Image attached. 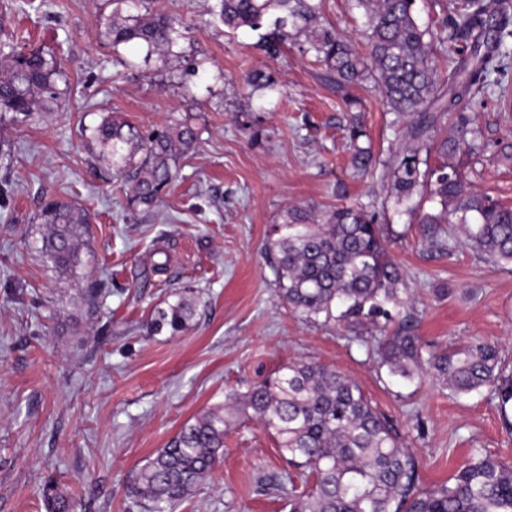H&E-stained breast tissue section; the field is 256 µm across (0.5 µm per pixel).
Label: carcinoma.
Listing matches in <instances>:
<instances>
[{
    "label": "carcinoma",
    "instance_id": "1",
    "mask_svg": "<svg viewBox=\"0 0 512 512\" xmlns=\"http://www.w3.org/2000/svg\"><path fill=\"white\" fill-rule=\"evenodd\" d=\"M366 20L368 56L321 21V0H216L212 13L230 29L257 31L276 56L294 39L324 64L342 90L375 88L394 114L402 144L378 158L358 122L348 131L351 165L359 173L381 169L387 199L409 223L423 225L429 241L460 234L466 248L497 265H512V206L468 186L464 160L474 151L463 107L492 86L505 91L512 58V16L496 0L440 4L439 37L420 26L415 0H355ZM143 0H112L102 36L116 48L135 43L165 55L182 37L177 20L162 10H141ZM449 53L448 74L432 64L437 47ZM60 60L41 48L28 52L0 43V120L24 122L54 110L63 92ZM455 118L453 133H438L440 119ZM199 132L188 121L143 134L126 121L105 118L91 138L102 159L127 185L132 213L153 208L177 177L176 160L194 149ZM440 204L436 212L422 202ZM48 226L41 252L61 272L79 263L85 209L50 199L38 214ZM448 228H443V225ZM389 227L363 207L289 206L272 225L264 252L280 298L305 319L338 324L344 337L368 348L388 376L419 384L432 379L456 395L488 390L502 413L512 407V370L498 347L475 338L463 345L431 348L415 334L418 312L400 265L387 251ZM197 302L178 296L153 310L150 332L175 336L189 326ZM228 401L256 420L278 444L301 485L290 483L288 512H512V468L477 450L452 481L421 484L413 451L394 424L374 408L358 385L341 372L313 362H292ZM232 415L209 411L182 427L168 444L144 460L128 481L132 497L148 512H173L193 495L224 457V434ZM47 512H75V501L53 486L45 489Z\"/></svg>",
    "mask_w": 512,
    "mask_h": 512
}]
</instances>
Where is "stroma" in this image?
Segmentation results:
<instances>
[{"mask_svg": "<svg viewBox=\"0 0 512 512\" xmlns=\"http://www.w3.org/2000/svg\"><path fill=\"white\" fill-rule=\"evenodd\" d=\"M214 0H157L184 36L170 56L137 44L112 49L101 33L112 0H0V40L61 52L67 85L57 112L0 123V512H45L42 490L71 495L77 512H145L128 474L181 428L224 407L292 361H314L356 381L398 425L420 459L423 485L447 483L474 449L512 466V434L489 392L453 396L388 377L340 327L284 307L262 251L291 205L382 208L379 175L350 164L347 127L360 115L375 149L397 132L376 91L357 105L313 56L287 45L269 58L258 34L230 30ZM323 19L362 43L365 18L351 0H323ZM259 71L274 89L249 86ZM482 147L465 173L472 188L512 204V111L495 95L467 106ZM151 133L189 119L196 148L180 158L158 207L126 210L119 177L88 133L109 115ZM82 205L90 222L81 262L58 272L41 252L36 215L46 198ZM390 255L406 273L421 322L437 345L481 336L512 365V269L465 248L427 242L407 216L390 214ZM168 269L152 270L155 250ZM192 292L189 327L150 335L156 306ZM224 460L175 512H283L289 467L255 420L232 424Z\"/></svg>", "mask_w": 512, "mask_h": 512, "instance_id": "obj_1", "label": "stroma"}]
</instances>
